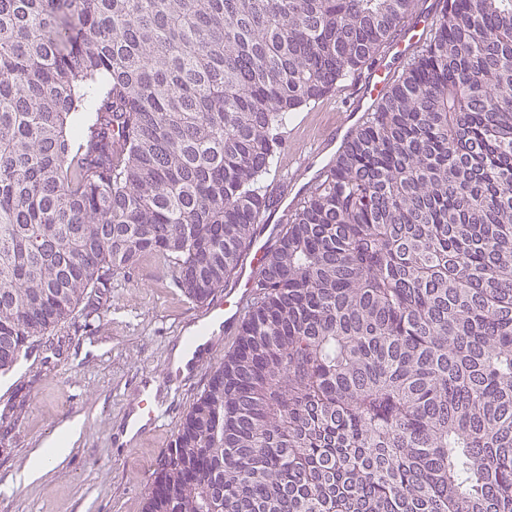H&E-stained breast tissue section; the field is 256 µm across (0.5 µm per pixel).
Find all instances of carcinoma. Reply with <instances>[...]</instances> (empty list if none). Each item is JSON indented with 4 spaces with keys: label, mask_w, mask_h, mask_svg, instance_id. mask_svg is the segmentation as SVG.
Returning <instances> with one entry per match:
<instances>
[{
    "label": "carcinoma",
    "mask_w": 512,
    "mask_h": 512,
    "mask_svg": "<svg viewBox=\"0 0 512 512\" xmlns=\"http://www.w3.org/2000/svg\"><path fill=\"white\" fill-rule=\"evenodd\" d=\"M417 2L0 0V375L146 254L224 290ZM284 224L145 512H512V0H442Z\"/></svg>",
    "instance_id": "1"
}]
</instances>
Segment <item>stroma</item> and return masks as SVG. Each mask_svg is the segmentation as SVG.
Segmentation results:
<instances>
[{"label":"stroma","instance_id":"1","mask_svg":"<svg viewBox=\"0 0 512 512\" xmlns=\"http://www.w3.org/2000/svg\"><path fill=\"white\" fill-rule=\"evenodd\" d=\"M356 88V82L343 83L329 107L306 120L291 119L295 132L285 141V155L309 152L353 104ZM200 312L164 276L160 261L146 257L113 289L97 332L64 326L61 356L46 364L29 359L0 378V408L17 385L31 394L19 425L0 438V484L10 485L9 492L0 491V512H143L157 464L207 376L177 395L173 416L137 447L114 444L112 434L124 424L137 379L159 370L190 327H203ZM76 419L81 434L64 461L35 482L19 480L32 452Z\"/></svg>","mask_w":512,"mask_h":512}]
</instances>
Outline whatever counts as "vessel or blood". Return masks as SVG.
Masks as SVG:
<instances>
[{"label":"vessel or blood","mask_w":512,"mask_h":512,"mask_svg":"<svg viewBox=\"0 0 512 512\" xmlns=\"http://www.w3.org/2000/svg\"><path fill=\"white\" fill-rule=\"evenodd\" d=\"M435 12L436 8L432 5L419 10L415 22L405 29L400 39L390 45L388 58L377 63L365 76L357 94L355 109L341 115L335 129L317 143L311 159L290 165L288 190L277 195V204L296 203L298 190L308 189L314 183L315 178L311 174L314 160H321L326 167L335 164L339 155V145L345 144L351 138L364 115L374 111L380 103L392 77L393 59L410 56L416 50L421 33L433 20ZM280 223V217L270 215L267 224L261 226L250 250L244 256L233 285L227 288V301L221 306L206 310L205 316L210 320L212 334L228 335L237 328L242 311L251 297L255 275L263 267L267 252L279 237ZM212 348L213 344L209 341L189 347L190 358L185 366L180 367L173 362H165L153 379L171 390L181 389L201 371ZM139 409L146 412L145 427L149 430L157 428L159 423L172 412L166 396L163 395L139 400L136 406L128 407L127 412L132 415Z\"/></svg>","instance_id":"obj_1"}]
</instances>
